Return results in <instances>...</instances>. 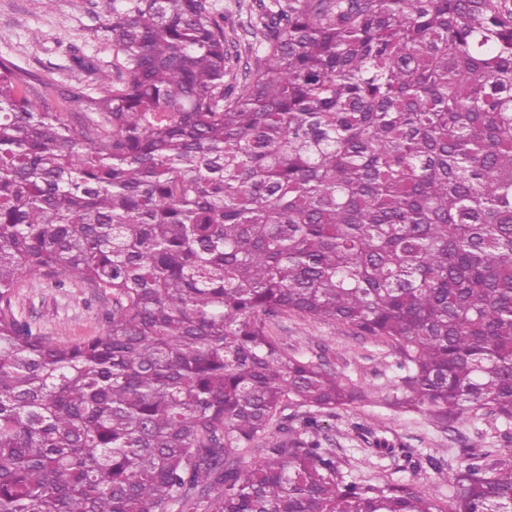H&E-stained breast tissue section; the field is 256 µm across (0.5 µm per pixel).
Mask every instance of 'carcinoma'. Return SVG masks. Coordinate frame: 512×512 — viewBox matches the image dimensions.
Segmentation results:
<instances>
[{"mask_svg":"<svg viewBox=\"0 0 512 512\" xmlns=\"http://www.w3.org/2000/svg\"><path fill=\"white\" fill-rule=\"evenodd\" d=\"M117 2L79 129L0 57V512H512V452L447 508L347 479L278 414L366 393L268 331L354 327L392 406L512 421V0H255L229 85L211 0ZM27 276L111 293L103 332L42 336Z\"/></svg>","mask_w":512,"mask_h":512,"instance_id":"cac0c4a2","label":"carcinoma"}]
</instances>
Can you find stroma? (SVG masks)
I'll use <instances>...</instances> for the list:
<instances>
[{"label":"stroma","instance_id":"35a3bbf8","mask_svg":"<svg viewBox=\"0 0 512 512\" xmlns=\"http://www.w3.org/2000/svg\"><path fill=\"white\" fill-rule=\"evenodd\" d=\"M104 24L101 0H0V56L30 72L34 87L55 84L49 103L72 121L83 105L66 99L67 90L75 86L89 96L98 93L93 76L78 68L77 59L100 68L112 66ZM14 307L50 340L75 342L103 331L112 298L76 278L58 287L43 277H27L15 289ZM268 327L271 335L287 342L289 351L320 359L325 368L350 376L368 391V400L321 417L349 479L385 476L445 500L452 493L450 476L464 469L473 452L492 460L512 452V423L496 416L486 413L445 431L425 414L389 406L399 375V356L391 345L357 336L344 325L291 312L273 318ZM378 437L399 449L444 457L447 464L438 473L414 468L402 456L380 454L373 446Z\"/></svg>","mask_w":512,"mask_h":512}]
</instances>
